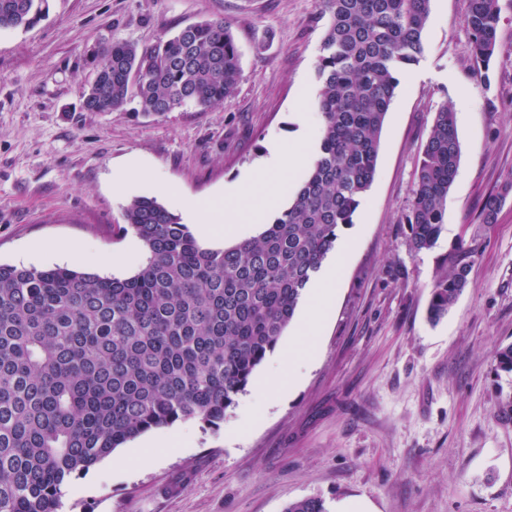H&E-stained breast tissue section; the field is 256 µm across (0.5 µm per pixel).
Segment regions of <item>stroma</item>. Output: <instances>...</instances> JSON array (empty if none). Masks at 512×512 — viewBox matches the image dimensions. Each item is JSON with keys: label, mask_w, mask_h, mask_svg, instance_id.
Segmentation results:
<instances>
[{"label": "stroma", "mask_w": 512, "mask_h": 512, "mask_svg": "<svg viewBox=\"0 0 512 512\" xmlns=\"http://www.w3.org/2000/svg\"><path fill=\"white\" fill-rule=\"evenodd\" d=\"M498 42L480 77L464 24L467 0H430L424 52L387 113L374 180L340 239L356 241L312 352L288 382L292 322L219 428L176 422L177 447L126 471L135 439L74 480L62 512H283L288 502L359 501L369 512H512V374L492 353L512 343V195L495 223L486 196L512 177V0H500ZM224 18L241 54L237 91L207 109L144 116L136 102L86 112L87 51L149 45ZM320 0H49L35 27L0 31V263L53 268L33 248L71 241L99 258L122 248L113 225L151 178L210 198L254 173L272 147L305 138L319 151L316 63ZM469 90L465 108L457 96ZM456 111L461 160L435 248L412 253L414 171L441 107ZM148 180L129 194L111 178L129 160ZM472 240L470 284L439 323L427 319L449 249Z\"/></svg>", "instance_id": "stroma-1"}]
</instances>
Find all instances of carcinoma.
<instances>
[{
    "label": "carcinoma",
    "mask_w": 512,
    "mask_h": 512,
    "mask_svg": "<svg viewBox=\"0 0 512 512\" xmlns=\"http://www.w3.org/2000/svg\"><path fill=\"white\" fill-rule=\"evenodd\" d=\"M477 71L497 47L500 0H467ZM329 19L320 46L319 152L293 201L260 235L202 246L180 218L138 196L113 233L139 238L148 257L125 279L68 268L0 264V512H60L74 479L127 441L178 421L209 428L247 391L292 320L307 285L353 223L376 170L380 136L402 70L418 62L430 0H320ZM48 0H0V30L33 27ZM95 71L87 112L163 115L206 109L242 80L224 19L187 25L151 46L114 41L89 50ZM461 146L454 113H435L405 216L409 248L436 246ZM512 191L483 202L492 224ZM476 248L448 250L431 291L430 320L448 314L469 284ZM512 372V344L493 353ZM283 512H328L317 497Z\"/></svg>",
    "instance_id": "1"
}]
</instances>
